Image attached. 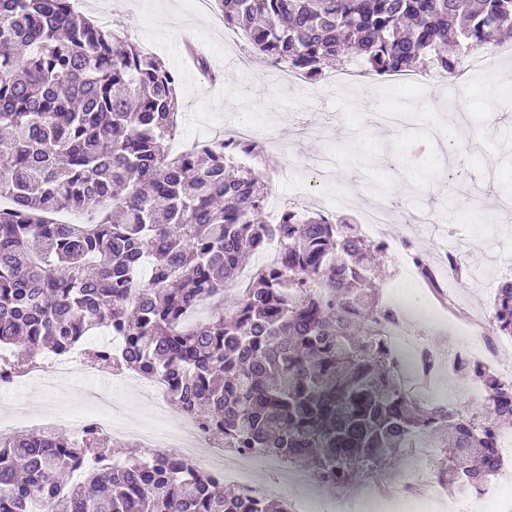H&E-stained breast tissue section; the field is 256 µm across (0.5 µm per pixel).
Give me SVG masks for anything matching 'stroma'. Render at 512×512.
<instances>
[{"label":"stroma","mask_w":512,"mask_h":512,"mask_svg":"<svg viewBox=\"0 0 512 512\" xmlns=\"http://www.w3.org/2000/svg\"><path fill=\"white\" fill-rule=\"evenodd\" d=\"M93 8L108 15L112 30L180 73L175 143L189 142L202 120L221 130L243 117L272 132L283 169L271 172L266 186L284 208L302 207L316 160L335 153L332 185L323 193L326 208L354 216L380 197L391 211L385 232L392 248L380 257L387 284L399 280L396 251H410L431 264L448 250L467 268L465 276L449 280L457 305L472 317L489 316L497 264L512 260V222H500L489 204L501 196L503 184L512 183V112L497 107L500 100L512 99V52L499 55V72L490 79L428 72L414 93L420 111L387 130L374 123V113L398 110L407 97L389 80H359L355 91L343 96L301 76L273 85L264 77L266 63L252 58L245 43L220 51L200 42L205 22L189 15L186 0H94ZM197 53L209 58L211 75L196 69ZM451 136L466 138L474 177L458 178L454 159L442 158L440 143ZM420 143L426 150L416 166L390 170V154ZM384 301L435 357L453 353L480 359L496 373L512 376V338L500 337L487 349L474 345L464 323L449 317L431 289L399 287ZM76 385L56 377L55 391L47 396L38 382L23 379L0 394V407L34 411L46 399L69 401ZM434 385L437 400L459 408L482 401L481 388L454 371H437Z\"/></svg>","instance_id":"obj_1"}]
</instances>
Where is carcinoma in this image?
Here are the masks:
<instances>
[{
    "mask_svg": "<svg viewBox=\"0 0 512 512\" xmlns=\"http://www.w3.org/2000/svg\"><path fill=\"white\" fill-rule=\"evenodd\" d=\"M224 27L254 54L311 81L336 59L377 76L433 66L458 75L468 55L512 40V0H217ZM179 75L83 18L70 0H0V378L35 356L65 355L95 330L126 351L92 360L168 379L169 399L224 447L260 450L340 488L395 465L414 443L440 450L451 490L505 466L494 432L512 425V381L466 359L453 370L481 404L419 402L399 385L370 258L379 243L351 218L285 209L260 219L263 173L237 163L243 143L177 157ZM78 210L81 224L56 215ZM277 259L210 318L246 255ZM146 260L150 277L140 271ZM492 333L512 336V280L495 289ZM94 433L0 436V512H287L246 501L162 450Z\"/></svg>",
    "mask_w": 512,
    "mask_h": 512,
    "instance_id": "1",
    "label": "carcinoma"
}]
</instances>
